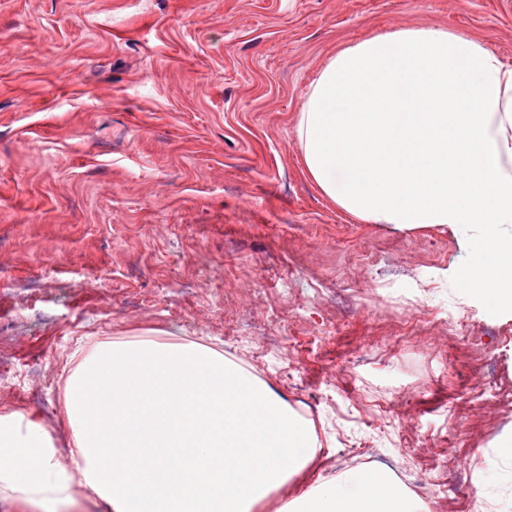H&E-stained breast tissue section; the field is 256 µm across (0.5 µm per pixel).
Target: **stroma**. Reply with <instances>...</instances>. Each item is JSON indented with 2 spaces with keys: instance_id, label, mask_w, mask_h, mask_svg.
Wrapping results in <instances>:
<instances>
[{
  "instance_id": "stroma-1",
  "label": "stroma",
  "mask_w": 512,
  "mask_h": 512,
  "mask_svg": "<svg viewBox=\"0 0 512 512\" xmlns=\"http://www.w3.org/2000/svg\"><path fill=\"white\" fill-rule=\"evenodd\" d=\"M422 27L512 65V0H0V411L67 450L85 338L175 332L313 423L320 456L255 512L351 450L435 478L429 504L512 512V310L459 288L470 228L356 219L306 175L296 134L330 57ZM458 310L471 336L449 328ZM479 382L509 399L473 428Z\"/></svg>"
}]
</instances>
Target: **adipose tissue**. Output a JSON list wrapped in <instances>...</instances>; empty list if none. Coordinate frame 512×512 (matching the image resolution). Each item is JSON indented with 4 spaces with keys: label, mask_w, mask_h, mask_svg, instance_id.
Returning a JSON list of instances; mask_svg holds the SVG:
<instances>
[{
    "label": "adipose tissue",
    "mask_w": 512,
    "mask_h": 512,
    "mask_svg": "<svg viewBox=\"0 0 512 512\" xmlns=\"http://www.w3.org/2000/svg\"><path fill=\"white\" fill-rule=\"evenodd\" d=\"M304 169L369 224L470 225L466 295L512 309V67L477 37L401 28L347 46L312 82ZM63 416L70 463L29 416L0 412V499L110 512H253L320 445L310 420L250 369L183 336L89 337ZM278 512H430L380 468L317 482Z\"/></svg>",
    "instance_id": "1"
}]
</instances>
